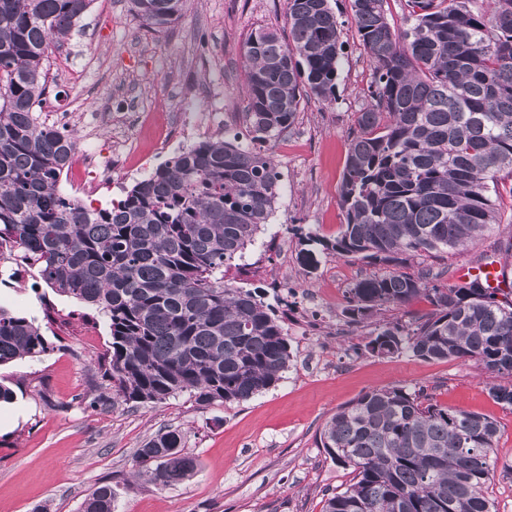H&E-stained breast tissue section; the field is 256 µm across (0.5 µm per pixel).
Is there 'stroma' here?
<instances>
[{"label":"stroma","instance_id":"stroma-1","mask_svg":"<svg viewBox=\"0 0 512 512\" xmlns=\"http://www.w3.org/2000/svg\"><path fill=\"white\" fill-rule=\"evenodd\" d=\"M333 8L344 43L337 100H303L294 127L270 145L281 196L240 261L241 286L288 306V370L239 404L203 408L185 393L148 404L100 399L97 362L111 340L108 327L84 321L74 300L19 268L0 282V305L40 319L52 349L0 367V383L14 392L13 402L0 405V512H82L105 483L117 492L115 512H322L324 491L353 478L321 446L326 421L363 393L398 384L426 387L439 405L497 422L489 493L497 512H512V406L490 397L495 376L458 359L369 353L370 327L348 326L343 310L352 284L385 265L322 254L313 267L301 262L303 231L330 239L344 222L339 185L372 76L349 0ZM258 27L287 34L285 0H187L181 18L159 33L141 25L128 0H92L48 59L53 79L42 114L74 113L79 151L111 158L112 186L88 191L98 179L88 169L62 180L61 190L104 207L198 139L245 133L240 46ZM510 238L512 223L499 224L477 244L428 262L446 270L450 283L461 266L502 258ZM48 296L65 320L43 321ZM170 427L185 431L196 475L165 488L136 481L137 449Z\"/></svg>","mask_w":512,"mask_h":512}]
</instances>
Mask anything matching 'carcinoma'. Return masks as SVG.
I'll use <instances>...</instances> for the list:
<instances>
[{
	"mask_svg": "<svg viewBox=\"0 0 512 512\" xmlns=\"http://www.w3.org/2000/svg\"><path fill=\"white\" fill-rule=\"evenodd\" d=\"M92 0H0V276L27 266L59 295L105 318L112 342L104 376L129 403L187 393L199 406L240 403L268 390L292 353L286 313L259 288L226 278L268 224L281 196L261 146L296 123L303 97L336 103L344 45L330 0H286L288 38L258 27L241 46L249 142L206 136L137 181L109 207L63 194L77 141L39 120L49 50L59 48ZM386 0H351L373 63L369 104L348 145L340 185L345 224L306 240L338 257L397 266L475 244L502 223L512 193V0H405L394 28ZM185 0H130L160 31ZM430 269L366 276L343 313L360 324L423 297L411 326L388 322L365 348L428 361L464 359L512 377V300L473 279L439 284ZM53 347L36 319L0 306V366ZM512 406V382L489 387ZM489 417L438 405L422 389L369 390L320 434L352 482L325 495L322 512H494ZM170 428L135 455L138 478L169 487L197 459ZM116 491L95 488L83 512H114Z\"/></svg>",
	"mask_w": 512,
	"mask_h": 512,
	"instance_id": "carcinoma-1",
	"label": "carcinoma"
}]
</instances>
